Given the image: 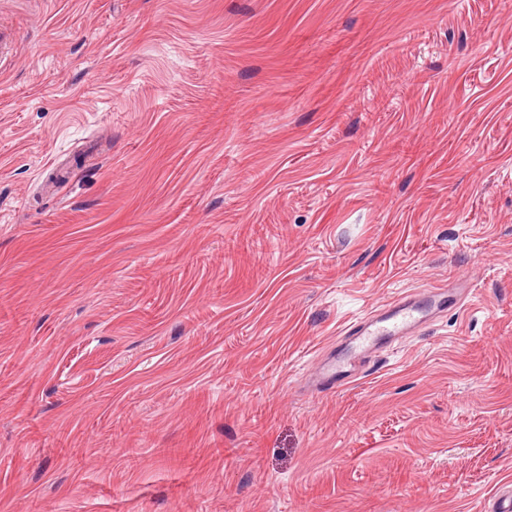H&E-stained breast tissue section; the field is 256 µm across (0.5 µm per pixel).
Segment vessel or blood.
<instances>
[{
    "instance_id": "vessel-or-blood-1",
    "label": "vessel or blood",
    "mask_w": 512,
    "mask_h": 512,
    "mask_svg": "<svg viewBox=\"0 0 512 512\" xmlns=\"http://www.w3.org/2000/svg\"><path fill=\"white\" fill-rule=\"evenodd\" d=\"M463 294L460 288L451 291L433 288L424 301L406 296L373 310L347 328L349 345L323 362L313 381L314 387L327 392L350 384L364 356L414 333L439 314L460 308Z\"/></svg>"
}]
</instances>
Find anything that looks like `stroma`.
<instances>
[{
  "label": "stroma",
  "instance_id": "1",
  "mask_svg": "<svg viewBox=\"0 0 512 512\" xmlns=\"http://www.w3.org/2000/svg\"><path fill=\"white\" fill-rule=\"evenodd\" d=\"M0 512H487L512 488V0H0ZM470 279L311 394L377 306Z\"/></svg>",
  "mask_w": 512,
  "mask_h": 512
}]
</instances>
